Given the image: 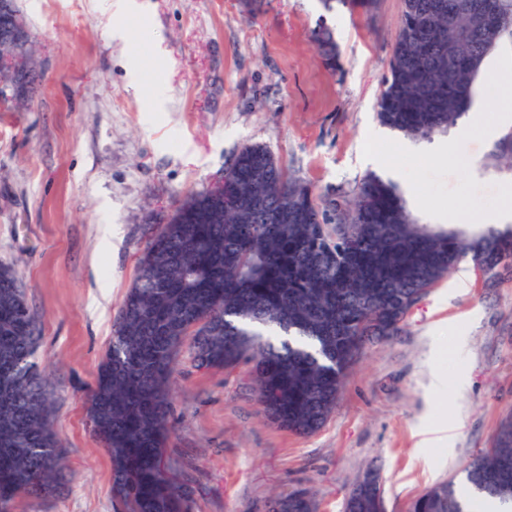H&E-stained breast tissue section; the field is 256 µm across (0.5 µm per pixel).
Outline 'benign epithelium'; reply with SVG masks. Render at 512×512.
Listing matches in <instances>:
<instances>
[{"label": "benign epithelium", "mask_w": 512, "mask_h": 512, "mask_svg": "<svg viewBox=\"0 0 512 512\" xmlns=\"http://www.w3.org/2000/svg\"><path fill=\"white\" fill-rule=\"evenodd\" d=\"M31 44L25 23L9 0H0V45L10 51L0 54V89L18 92L35 80L26 48Z\"/></svg>", "instance_id": "7a95c632"}]
</instances>
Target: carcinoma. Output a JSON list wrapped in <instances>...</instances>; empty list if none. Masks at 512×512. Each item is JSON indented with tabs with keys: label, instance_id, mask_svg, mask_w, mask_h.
<instances>
[{
	"label": "carcinoma",
	"instance_id": "obj_1",
	"mask_svg": "<svg viewBox=\"0 0 512 512\" xmlns=\"http://www.w3.org/2000/svg\"><path fill=\"white\" fill-rule=\"evenodd\" d=\"M370 12L376 0H319ZM512 34V0H403L380 125L413 140L446 136L469 111L486 58ZM313 40L336 69L332 31ZM486 167L512 172V131ZM469 256L492 288L512 267V226L428 224L395 181L366 175L354 196L317 203L263 144L244 146L224 169V199L201 191L153 234L113 323L89 397L95 432L112 461L113 490L129 512H181L162 467L169 433L168 381L186 336L196 366L251 365L261 413L299 435L319 430L360 349L397 335L412 308ZM35 316L16 273L0 265V512L20 494L48 498L65 480L67 450L51 420L37 361ZM454 480L418 496L409 512H478L486 499L512 507V415L492 447ZM285 512H316L304 493ZM344 512H385L376 486L355 483Z\"/></svg>",
	"mask_w": 512,
	"mask_h": 512
}]
</instances>
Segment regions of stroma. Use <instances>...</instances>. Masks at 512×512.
I'll use <instances>...</instances> for the list:
<instances>
[{
  "label": "stroma",
  "instance_id": "stroma-1",
  "mask_svg": "<svg viewBox=\"0 0 512 512\" xmlns=\"http://www.w3.org/2000/svg\"><path fill=\"white\" fill-rule=\"evenodd\" d=\"M145 2L139 16L104 14L98 0H17L41 80L24 106L0 108V264L15 271L36 317L68 457L60 493L18 496L10 512H123L88 395L148 237L242 147L266 145L319 201L379 170L416 187V212L431 224L495 209L512 180L486 166L495 138L455 129L401 154L400 135L377 123L403 0H378L370 13L337 6L328 19L335 72L311 39L316 0H264L253 21L239 0ZM117 27L132 38H113ZM511 66L506 36L475 86L472 105L489 121ZM132 69L141 89L129 84ZM445 140L453 158L437 151ZM249 371L201 370L191 340L180 348L163 456L187 490L186 512H265L272 497L298 491L317 512H343L369 469L387 512H406L429 487L463 483L465 466L512 414V273L495 288L473 271L438 283L398 336L359 351L313 434L270 425ZM443 427L447 442L422 446Z\"/></svg>",
  "mask_w": 512,
  "mask_h": 512
}]
</instances>
